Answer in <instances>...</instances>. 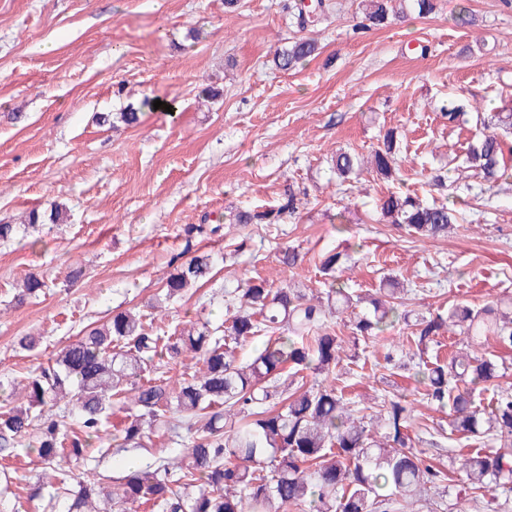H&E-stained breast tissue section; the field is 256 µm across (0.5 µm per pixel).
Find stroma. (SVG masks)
Segmentation results:
<instances>
[{
    "instance_id": "obj_1",
    "label": "stroma",
    "mask_w": 512,
    "mask_h": 512,
    "mask_svg": "<svg viewBox=\"0 0 512 512\" xmlns=\"http://www.w3.org/2000/svg\"><path fill=\"white\" fill-rule=\"evenodd\" d=\"M293 2L0 0V222L18 227L0 241V388L12 404L25 401L17 382L88 325L128 309L165 336L200 317L219 324L228 296L256 275L321 292L318 259L342 243L341 276L362 297L387 275L416 314L512 297V179L489 189L461 166L477 115L512 106V0H435L427 17L409 10L371 30L361 0H329L303 30ZM465 9L474 26L458 24ZM300 35L317 39L318 56L277 70L275 50ZM451 98L471 107L457 126L440 114ZM157 99L163 108H151ZM129 105L136 126L97 123ZM389 130L395 179L366 169L344 190L332 156H368ZM391 192L455 206L462 220L448 236L416 238L380 221ZM291 195L297 212L276 223L224 221ZM53 201L65 223L23 226L29 209ZM200 224L219 231L198 234ZM288 246L300 255L291 269L281 262ZM203 253L209 279L156 307L177 262ZM29 274L43 293L12 306ZM334 326L339 362L319 382L344 386L372 419L381 401L405 395L415 445L450 465L448 412L410 377L432 351L394 335L354 340L340 318ZM26 335L38 337L34 351L18 348Z\"/></svg>"
}]
</instances>
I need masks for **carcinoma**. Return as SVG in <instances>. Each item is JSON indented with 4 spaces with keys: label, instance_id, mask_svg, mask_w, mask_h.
<instances>
[{
    "label": "carcinoma",
    "instance_id": "cac0c4a2",
    "mask_svg": "<svg viewBox=\"0 0 512 512\" xmlns=\"http://www.w3.org/2000/svg\"><path fill=\"white\" fill-rule=\"evenodd\" d=\"M398 0H361L363 27L381 28L403 12ZM328 4H296L299 26L316 22ZM318 43L299 36L277 50L275 67L292 71L318 55ZM116 128L134 126L137 109L100 116ZM483 132L464 163L483 184L497 186L512 178L504 162L507 143L498 130L512 129V112H497L481 121ZM340 183L359 168V157L340 150L331 159ZM372 164L384 180L397 170L394 133L388 131L374 148ZM382 220L413 236L436 238L458 223L456 209L425 204L393 192L379 199ZM63 207L33 209L28 224L63 223ZM348 254L332 250L319 261L326 275L327 300L348 317L350 334L375 339L401 327L408 343L420 352L438 344L439 331L449 325L465 336V348L446 360L415 365L413 380L424 388L426 401L448 409V430L459 439L485 437L492 445L453 449L464 474L459 492L500 490L512 494V393L495 392L491 408L476 404L475 391L507 374L499 355L512 351V301L480 308L454 304L443 316H419L397 302L399 290L383 281L379 296L362 310L336 275ZM210 256L201 254L183 263L161 289L159 299L183 297L187 288L211 273ZM43 281L29 277L14 296L17 304L41 291ZM228 326L200 319L171 336L157 333L154 322L131 311L112 315L87 329L57 356L27 377L28 404L0 407V458L15 455L26 445L53 472L55 486L64 491L62 512H132L149 504L152 512H399L405 505L426 500L428 490L448 479L429 464L425 452L413 446L407 408L401 399L383 401L384 441L370 437L359 410L337 386L307 384L311 374L336 368L341 338L322 310L300 288H269L254 277L239 290ZM264 338L246 364L237 349ZM191 351L202 368L182 373L173 386L161 367L176 363ZM124 412L123 427L104 442L109 410ZM75 425L68 424L71 415ZM183 428L187 452L171 463L158 458L129 471L119 485L106 491L87 473L77 474L97 453L112 448L142 447L153 430Z\"/></svg>",
    "mask_w": 512,
    "mask_h": 512
}]
</instances>
